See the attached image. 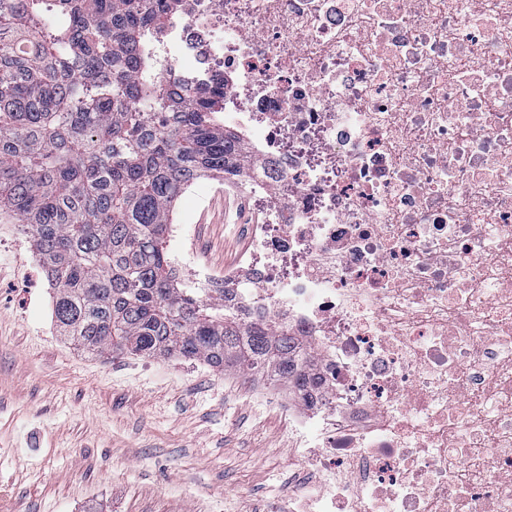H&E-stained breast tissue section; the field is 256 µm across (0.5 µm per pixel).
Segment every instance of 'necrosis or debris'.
Listing matches in <instances>:
<instances>
[{
  "label": "necrosis or debris",
  "mask_w": 512,
  "mask_h": 512,
  "mask_svg": "<svg viewBox=\"0 0 512 512\" xmlns=\"http://www.w3.org/2000/svg\"><path fill=\"white\" fill-rule=\"evenodd\" d=\"M259 214L224 302L317 359L288 512H512V0H176Z\"/></svg>",
  "instance_id": "necrosis-or-debris-1"
}]
</instances>
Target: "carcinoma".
I'll return each mask as SVG.
<instances>
[{
	"mask_svg": "<svg viewBox=\"0 0 512 512\" xmlns=\"http://www.w3.org/2000/svg\"><path fill=\"white\" fill-rule=\"evenodd\" d=\"M176 0H0V211L29 239L53 319L84 350L267 373L302 396L300 343L202 297L164 250L203 177H245L224 88L156 73Z\"/></svg>",
	"mask_w": 512,
	"mask_h": 512,
	"instance_id": "1",
	"label": "carcinoma"
}]
</instances>
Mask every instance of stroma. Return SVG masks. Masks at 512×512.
Returning a JSON list of instances; mask_svg holds the SVG:
<instances>
[{
	"instance_id": "stroma-1",
	"label": "stroma",
	"mask_w": 512,
	"mask_h": 512,
	"mask_svg": "<svg viewBox=\"0 0 512 512\" xmlns=\"http://www.w3.org/2000/svg\"><path fill=\"white\" fill-rule=\"evenodd\" d=\"M202 179L174 217V262L224 278L245 246ZM28 239L0 214V512H265L284 496L288 422L256 407L281 386L180 357L88 354L59 336Z\"/></svg>"
}]
</instances>
